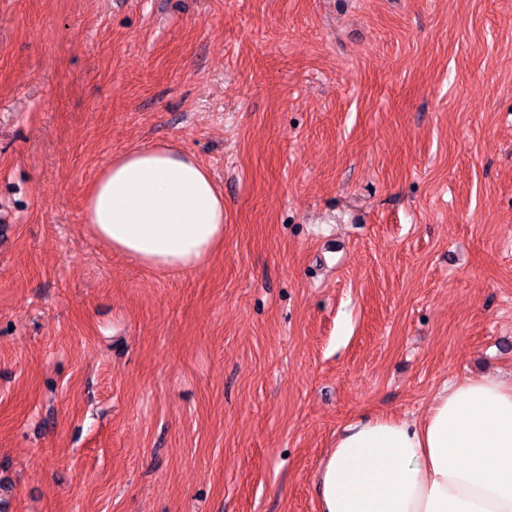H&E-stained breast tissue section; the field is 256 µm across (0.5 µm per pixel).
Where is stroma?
Returning a JSON list of instances; mask_svg holds the SVG:
<instances>
[{
    "mask_svg": "<svg viewBox=\"0 0 512 512\" xmlns=\"http://www.w3.org/2000/svg\"><path fill=\"white\" fill-rule=\"evenodd\" d=\"M172 141L180 275L83 190ZM512 373V0H0V512H318L337 431ZM87 230L140 266L183 274L224 242V194L210 172L174 143L126 150L86 188Z\"/></svg>",
    "mask_w": 512,
    "mask_h": 512,
    "instance_id": "1",
    "label": "stroma"
}]
</instances>
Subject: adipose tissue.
<instances>
[{
	"mask_svg": "<svg viewBox=\"0 0 512 512\" xmlns=\"http://www.w3.org/2000/svg\"><path fill=\"white\" fill-rule=\"evenodd\" d=\"M87 230L140 266L183 274L224 242V195L173 143L126 150L86 188ZM319 512H512V374L466 377L418 423L353 420L318 477Z\"/></svg>",
	"mask_w": 512,
	"mask_h": 512,
	"instance_id": "1",
	"label": "adipose tissue"
}]
</instances>
